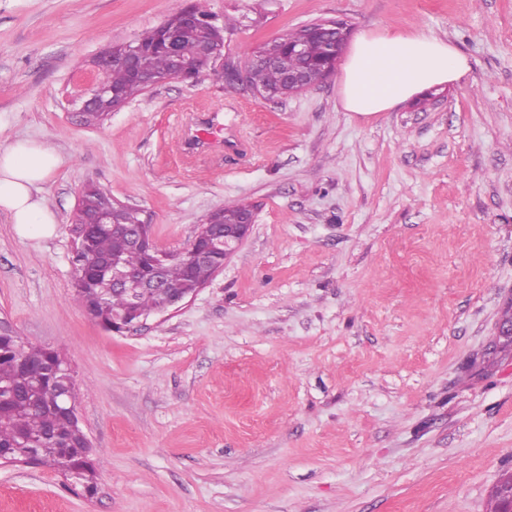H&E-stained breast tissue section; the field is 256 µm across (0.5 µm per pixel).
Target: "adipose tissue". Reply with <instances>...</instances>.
<instances>
[{"label":"adipose tissue","mask_w":512,"mask_h":512,"mask_svg":"<svg viewBox=\"0 0 512 512\" xmlns=\"http://www.w3.org/2000/svg\"><path fill=\"white\" fill-rule=\"evenodd\" d=\"M471 70L469 59L448 42L419 32L386 29L360 33L341 74V103L362 117L386 112L415 94L459 81ZM63 158L47 140L27 139L0 146V211L20 234L51 236L55 213L43 186Z\"/></svg>","instance_id":"adipose-tissue-1"}]
</instances>
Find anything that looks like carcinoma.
<instances>
[{"mask_svg": "<svg viewBox=\"0 0 512 512\" xmlns=\"http://www.w3.org/2000/svg\"><path fill=\"white\" fill-rule=\"evenodd\" d=\"M183 12L182 8L177 10L159 26L137 38L145 47L142 64L159 84L171 79L172 74L169 58L161 49L169 31L176 32L184 52L194 57L200 74L213 65L210 57L199 53L201 42L207 37L222 39L223 26L201 20L187 24L182 19ZM290 37V32L282 37L279 64L260 65L250 70L252 89L271 91L278 98L288 97L291 92L288 91L285 67L294 68L309 62L319 68L328 58L325 36L305 40L302 56L288 53L287 39ZM100 85L112 89L124 102L144 91V86L118 65L101 69ZM81 199L84 206L77 208L73 218L78 247L71 259L74 294L88 316L110 331L112 314L126 308L128 298L121 293L102 291L103 278L91 275L93 267L101 260L119 255L127 266L140 269L147 264V259L129 248L125 238L112 233L111 225L87 223L88 213L92 209H111L114 220L127 227L142 223V219L135 208L125 205L112 208V196L95 185L86 186ZM221 259L218 255L212 262L190 269L180 259L171 257L165 260L162 276L171 285H183L189 279L203 284L216 272ZM161 303L160 296L144 293L137 297L134 309L146 314ZM70 388H75L73 374L65 367L59 351L25 343L14 334H0V448L19 456L38 448L45 457L44 465L54 469L60 464L56 449L82 448L83 433L79 430L75 411H60L46 404V397L51 393L67 399L66 392Z\"/></svg>", "mask_w": 512, "mask_h": 512, "instance_id": "1", "label": "carcinoma"}]
</instances>
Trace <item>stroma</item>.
Wrapping results in <instances>:
<instances>
[{
	"mask_svg": "<svg viewBox=\"0 0 512 512\" xmlns=\"http://www.w3.org/2000/svg\"><path fill=\"white\" fill-rule=\"evenodd\" d=\"M231 17L225 59L304 25L416 30L470 60L460 81L365 118L340 77L265 101L216 69L104 122L73 100L96 57L178 7ZM245 136L186 158L180 129ZM48 138L53 237L0 213V320L70 361L95 495L46 466L0 465V512H490L512 473V0H0V144ZM138 208L159 247L209 213L254 210L193 298L122 332L71 287L86 185Z\"/></svg>",
	"mask_w": 512,
	"mask_h": 512,
	"instance_id": "obj_1",
	"label": "stroma"
}]
</instances>
